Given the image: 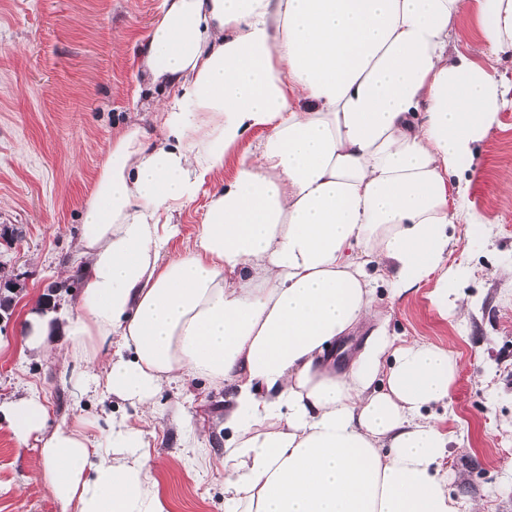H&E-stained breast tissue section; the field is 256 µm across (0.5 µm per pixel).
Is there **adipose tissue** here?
I'll use <instances>...</instances> for the list:
<instances>
[{
    "instance_id": "adipose-tissue-1",
    "label": "adipose tissue",
    "mask_w": 512,
    "mask_h": 512,
    "mask_svg": "<svg viewBox=\"0 0 512 512\" xmlns=\"http://www.w3.org/2000/svg\"><path fill=\"white\" fill-rule=\"evenodd\" d=\"M469 15L481 61L453 48ZM508 53L512 0H161L142 74L171 93L159 137L126 126L100 164L61 384L149 414L182 378L231 386L224 512H462L434 413L456 363L399 340L380 305L431 281L440 310L463 309L449 230L480 221L462 164L500 124ZM203 191L193 241L167 259ZM362 327L336 369L334 344ZM0 412L39 448L61 512H168L142 429L49 427L34 391ZM264 136L260 130H255L246 135V137L239 143L235 150L224 158V173L219 175L224 179V182L231 181L236 172L237 158L243 154L248 153L254 147L259 139ZM218 177V178H219Z\"/></svg>"
}]
</instances>
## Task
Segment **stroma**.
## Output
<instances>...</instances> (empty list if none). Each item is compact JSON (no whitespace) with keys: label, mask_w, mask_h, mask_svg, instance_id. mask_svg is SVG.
Instances as JSON below:
<instances>
[{"label":"stroma","mask_w":512,"mask_h":512,"mask_svg":"<svg viewBox=\"0 0 512 512\" xmlns=\"http://www.w3.org/2000/svg\"><path fill=\"white\" fill-rule=\"evenodd\" d=\"M160 0H0V283L13 284L0 315V403L37 391L51 424L98 412L97 397L59 381L61 356L22 348L26 317L54 294L73 313L85 260L81 215L113 136L130 124L154 129L165 96L139 75L138 46ZM474 151L465 175L480 218L459 224L448 249L465 315L441 312L432 284L383 302L402 339L448 348L456 377L436 413L452 435L445 455L453 494L482 512H512V107ZM231 391L201 377L164 388L155 413L113 402L146 433L152 476L168 512H224V435ZM196 432L206 450L187 448ZM0 512H58L41 479L39 451L16 443L0 415Z\"/></svg>","instance_id":"1"}]
</instances>
